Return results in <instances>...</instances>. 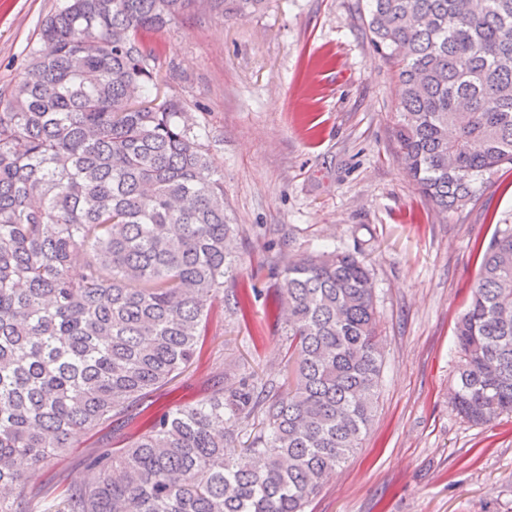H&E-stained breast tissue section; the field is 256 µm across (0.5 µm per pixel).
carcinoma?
Returning a JSON list of instances; mask_svg holds the SVG:
<instances>
[{
  "mask_svg": "<svg viewBox=\"0 0 512 512\" xmlns=\"http://www.w3.org/2000/svg\"><path fill=\"white\" fill-rule=\"evenodd\" d=\"M255 2L64 0L0 96V512H305L359 448L382 369L370 265L358 251L280 253L267 268L281 379L245 370L146 418L82 483L23 493L20 464L42 466L77 431L117 433L202 344L239 227L186 103L151 99L155 37L194 4ZM470 2L369 0L405 169L445 212L512 166V0ZM480 254L452 403L481 425L512 413V225Z\"/></svg>",
  "mask_w": 512,
  "mask_h": 512,
  "instance_id": "obj_1",
  "label": "carcinoma"
}]
</instances>
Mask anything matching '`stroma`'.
<instances>
[{"instance_id": "stroma-1", "label": "stroma", "mask_w": 512, "mask_h": 512, "mask_svg": "<svg viewBox=\"0 0 512 512\" xmlns=\"http://www.w3.org/2000/svg\"><path fill=\"white\" fill-rule=\"evenodd\" d=\"M59 0H0V91L21 78L42 20ZM158 91L187 103L224 174L240 234L238 266L208 314L186 370L148 414L233 386L253 367L278 377L285 354L273 313L272 254L359 250L376 288L384 365L360 448L306 512H512V415L475 425L453 410L455 326L479 262L476 248L512 224V169L458 210L438 212L404 171L393 136V72L371 41L365 0H258L240 13L191 10L160 37ZM245 297L246 316H229ZM111 430L32 471L29 486L78 483Z\"/></svg>"}]
</instances>
